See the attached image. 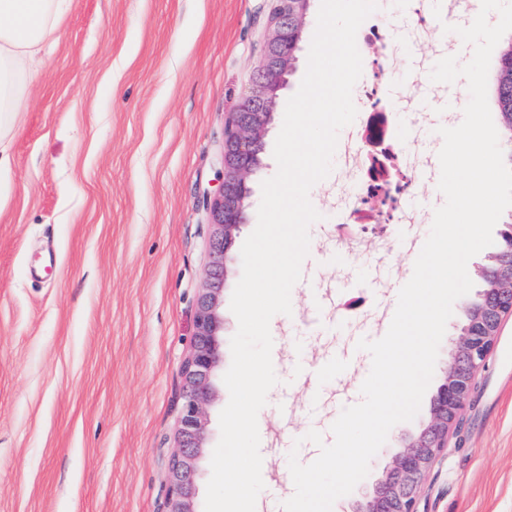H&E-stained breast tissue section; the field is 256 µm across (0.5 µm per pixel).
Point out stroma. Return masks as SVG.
Segmentation results:
<instances>
[{"instance_id": "obj_1", "label": "stroma", "mask_w": 512, "mask_h": 512, "mask_svg": "<svg viewBox=\"0 0 512 512\" xmlns=\"http://www.w3.org/2000/svg\"><path fill=\"white\" fill-rule=\"evenodd\" d=\"M264 0H74L59 40L43 53L12 133L14 185L0 213V512H162L179 428L191 315L209 267V217L198 203L217 185L224 120L263 61ZM321 0H311L294 71L264 137L249 212L277 172L286 104L307 68ZM415 41L410 0H385L393 71L391 120L421 169L424 208L411 224L427 238L441 205L438 127L465 79L429 74L436 56L467 60L455 29L472 0ZM452 32H444V25ZM358 171L334 163L309 194L311 280L291 291V315L273 317L279 379L263 408L262 479L269 512L293 495L289 453L308 463L331 444L332 423L361 398L389 304L377 287L409 280L399 231L348 245L340 223L356 205ZM54 263H45L47 253ZM418 512H512V320L476 377L459 429L429 473Z\"/></svg>"}]
</instances>
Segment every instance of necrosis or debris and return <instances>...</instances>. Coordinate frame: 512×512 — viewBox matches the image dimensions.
<instances>
[{
    "instance_id": "4bbe7bcc",
    "label": "necrosis or debris",
    "mask_w": 512,
    "mask_h": 512,
    "mask_svg": "<svg viewBox=\"0 0 512 512\" xmlns=\"http://www.w3.org/2000/svg\"><path fill=\"white\" fill-rule=\"evenodd\" d=\"M369 45L378 49L370 60L373 79L362 84L357 97L368 114L365 125L351 142L348 158L362 165L363 179L353 185L357 206L349 218L364 236H384L391 225L404 223L412 212L407 200L408 189L415 176L399 140L382 115L395 111L387 96L385 77L389 61L380 48L388 40L387 29L370 25L364 31Z\"/></svg>"
}]
</instances>
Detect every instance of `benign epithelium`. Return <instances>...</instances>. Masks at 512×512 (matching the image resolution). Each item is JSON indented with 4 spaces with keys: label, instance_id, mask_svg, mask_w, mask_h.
<instances>
[{
    "label": "benign epithelium",
    "instance_id": "7a95c632",
    "mask_svg": "<svg viewBox=\"0 0 512 512\" xmlns=\"http://www.w3.org/2000/svg\"><path fill=\"white\" fill-rule=\"evenodd\" d=\"M264 61L259 78L229 113L218 154L219 187L205 190L210 264L193 313L192 348L182 366V393L177 446L166 475L163 512H198L197 478L202 449L209 436L208 410L220 397L217 370L223 361L224 275L236 237L247 220V179L260 165L263 138L276 100L288 82V24L306 21L307 0H265ZM488 287L463 307L460 329L443 382L430 403V416L416 434L401 438L402 448L383 473L356 501L353 512H417L422 483L457 430L461 411L470 403L478 370L484 366L499 336L502 321L512 316V238L481 271Z\"/></svg>",
    "mask_w": 512,
    "mask_h": 512
}]
</instances>
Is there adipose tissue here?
Returning a JSON list of instances; mask_svg holds the SVG:
<instances>
[{
  "label": "adipose tissue",
  "instance_id": "adipose-tissue-1",
  "mask_svg": "<svg viewBox=\"0 0 512 512\" xmlns=\"http://www.w3.org/2000/svg\"><path fill=\"white\" fill-rule=\"evenodd\" d=\"M73 0H0V212L13 185L9 143L40 54L53 43Z\"/></svg>",
  "mask_w": 512,
  "mask_h": 512
}]
</instances>
